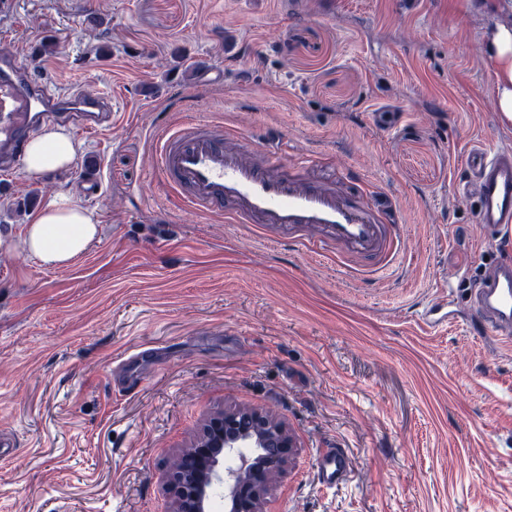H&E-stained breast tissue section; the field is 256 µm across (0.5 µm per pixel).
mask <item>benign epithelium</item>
Returning <instances> with one entry per match:
<instances>
[{"label":"benign epithelium","mask_w":512,"mask_h":512,"mask_svg":"<svg viewBox=\"0 0 512 512\" xmlns=\"http://www.w3.org/2000/svg\"><path fill=\"white\" fill-rule=\"evenodd\" d=\"M294 448L286 427L258 411L207 421L169 477L173 512H206L212 486H224V512H263L268 478Z\"/></svg>","instance_id":"1"}]
</instances>
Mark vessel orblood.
Wrapping results in <instances>:
<instances>
[{
    "label": "vessel or blood",
    "mask_w": 512,
    "mask_h": 512,
    "mask_svg": "<svg viewBox=\"0 0 512 512\" xmlns=\"http://www.w3.org/2000/svg\"><path fill=\"white\" fill-rule=\"evenodd\" d=\"M47 124L95 133L112 126L104 96L58 93L18 64L14 44L0 40V167L23 162L28 137ZM156 174L189 206L233 224H260L287 232L299 246L336 245L351 253L383 257L391 240V217L370 198L351 194L337 180L302 170L285 172L274 155L250 156L241 135L219 121L192 118L156 132ZM464 187L475 198L476 222L496 242L512 232V150H470ZM478 327L512 335V262L493 265L472 292ZM348 465L343 449L324 452L317 475L327 485Z\"/></svg>",
    "instance_id": "obj_1"
}]
</instances>
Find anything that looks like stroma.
Listing matches in <instances>:
<instances>
[{"mask_svg":"<svg viewBox=\"0 0 512 512\" xmlns=\"http://www.w3.org/2000/svg\"><path fill=\"white\" fill-rule=\"evenodd\" d=\"M9 2L21 64L110 96L114 122L43 181L0 170V432L18 440L0 512H170L181 450L243 408L295 442L266 512H512V342L469 329L471 288L512 244L485 245L458 187L469 148L512 149L486 52L512 0L494 17L485 0ZM187 109L250 141L281 131L284 169L363 180L397 213L398 264L379 276L180 202L153 132ZM33 191L101 226L68 266L20 247L31 216L9 206ZM334 446L350 469L330 487ZM347 465L348 460L345 451L341 448H330L318 460V478L324 484H336L343 477Z\"/></svg>","mask_w":512,"mask_h":512,"instance_id":"obj_1","label":"stroma"}]
</instances>
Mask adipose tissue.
Instances as JSON below:
<instances>
[{
  "instance_id": "1",
  "label": "adipose tissue",
  "mask_w": 512,
  "mask_h": 512,
  "mask_svg": "<svg viewBox=\"0 0 512 512\" xmlns=\"http://www.w3.org/2000/svg\"><path fill=\"white\" fill-rule=\"evenodd\" d=\"M489 49L494 63L497 109L512 122V26L497 23ZM80 153L73 139L49 131L31 139L26 147L24 172L33 180L72 166ZM98 234L93 217L62 196L33 215L25 229L21 248L44 265L63 267L84 253Z\"/></svg>"
}]
</instances>
